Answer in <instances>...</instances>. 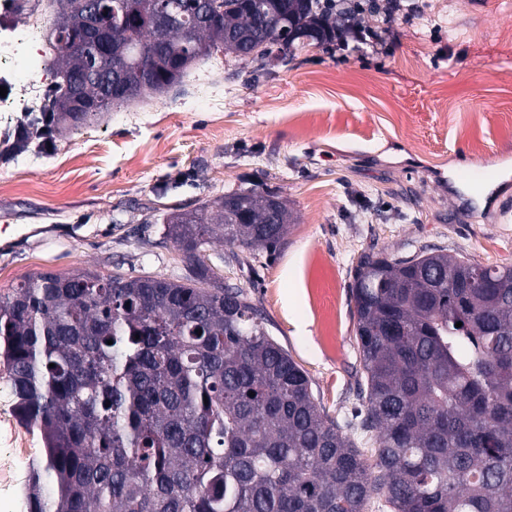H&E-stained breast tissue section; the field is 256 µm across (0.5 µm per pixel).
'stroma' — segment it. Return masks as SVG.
Listing matches in <instances>:
<instances>
[{
	"mask_svg": "<svg viewBox=\"0 0 512 512\" xmlns=\"http://www.w3.org/2000/svg\"><path fill=\"white\" fill-rule=\"evenodd\" d=\"M343 40L277 59L219 50L160 95L44 146L0 121V293L37 273L192 278L167 216L232 190L287 200L274 253L213 242L205 262L243 289L334 419L364 381L350 286L360 255L442 247L512 266V180L486 207L452 173L512 169V0H401ZM449 103L452 119L440 106ZM41 458L0 365V459L11 433Z\"/></svg>",
	"mask_w": 512,
	"mask_h": 512,
	"instance_id": "stroma-1",
	"label": "stroma"
}]
</instances>
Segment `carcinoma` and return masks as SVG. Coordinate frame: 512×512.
I'll list each match as a JSON object with an SVG mask.
<instances>
[{
	"label": "carcinoma",
	"mask_w": 512,
	"mask_h": 512,
	"mask_svg": "<svg viewBox=\"0 0 512 512\" xmlns=\"http://www.w3.org/2000/svg\"><path fill=\"white\" fill-rule=\"evenodd\" d=\"M75 2L53 0L55 81L23 143H50L159 94L230 40L242 58L290 54L335 40L367 11L400 9L223 0L209 17L204 0H179L184 20L164 22L157 0ZM93 23L155 79L126 94L97 46L73 50ZM228 197L230 206L221 197L167 218L191 280L39 273L0 293V362L18 418L44 441L23 489L27 512H512V266L442 250L359 257L351 288L364 385L347 426L362 449L248 295L203 261L215 241L271 250L288 232L278 194Z\"/></svg>",
	"instance_id": "obj_1"
}]
</instances>
